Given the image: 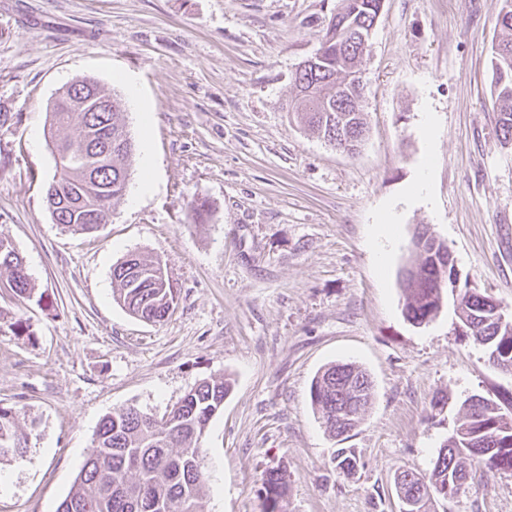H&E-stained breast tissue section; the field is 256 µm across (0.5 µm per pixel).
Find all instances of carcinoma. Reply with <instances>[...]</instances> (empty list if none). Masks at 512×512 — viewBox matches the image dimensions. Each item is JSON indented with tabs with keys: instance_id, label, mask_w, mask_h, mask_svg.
<instances>
[{
	"instance_id": "cac0c4a2",
	"label": "carcinoma",
	"mask_w": 512,
	"mask_h": 512,
	"mask_svg": "<svg viewBox=\"0 0 512 512\" xmlns=\"http://www.w3.org/2000/svg\"><path fill=\"white\" fill-rule=\"evenodd\" d=\"M384 8V0H342L328 21L321 47L324 53L309 70L294 75L297 94L291 112L330 144L340 138L358 147L365 139L363 90L355 74L370 44L361 34ZM498 39L491 60L498 139L512 146V10L498 13ZM109 98L107 112H73L66 105L50 108L51 137L74 152L92 155L91 168L67 165L55 174L79 204L62 211L61 224L79 234H93L107 222L112 202L128 182L132 142L122 124L117 99ZM417 259L407 269L412 277L400 280L403 312L414 325L433 320L442 295L453 277L448 245L429 230L419 228L412 239ZM162 264L136 253L112 268L114 299L139 319L165 320L177 304L171 282H162ZM19 298L34 296L35 286L23 257L9 236L0 233V278ZM458 317L484 347L493 366L512 361V323L502 324L487 296L469 290L457 299ZM230 383L222 377L200 382L162 417L134 407L105 415L96 430L91 452L83 462L68 495L56 512H205L204 457L200 439L211 419L224 408ZM373 395L367 371L352 363L332 364L319 372L310 387L311 403L330 434L342 437L355 429ZM462 422L438 451L427 474L404 470L411 477L404 490L411 503L407 512H428L436 496L452 498L466 488L468 467L512 473V406L467 400ZM20 411L0 406V459L27 449L19 428ZM359 458L352 448L337 450L336 467L353 473ZM265 512H286V472L269 469L263 479Z\"/></svg>"
}]
</instances>
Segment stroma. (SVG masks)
<instances>
[{
  "label": "stroma",
  "mask_w": 512,
  "mask_h": 512,
  "mask_svg": "<svg viewBox=\"0 0 512 512\" xmlns=\"http://www.w3.org/2000/svg\"><path fill=\"white\" fill-rule=\"evenodd\" d=\"M340 6L0 0V232L38 293L0 288V405L20 409L28 436L25 454L0 462V512H55L103 416L163 415L224 375L233 388L201 441L207 512H264L275 467L287 512H400L396 475L432 469L465 400L512 398V374L456 312L467 288L512 308V148L492 110L501 2L385 0L362 64L368 133L353 154L288 117L294 73ZM84 77L115 91L134 144L128 187L90 237L56 224L46 203L48 112ZM197 197L210 208L201 223ZM385 213L393 231L378 250ZM424 226L447 242L456 280L417 326L398 273ZM132 252L167 267L177 305L164 322L112 296V268ZM18 320L32 337L11 332ZM338 362L374 385L341 443L310 399L315 375ZM340 446L357 452L353 474L336 467ZM430 512H512V474L473 470Z\"/></svg>",
  "instance_id": "1"
}]
</instances>
